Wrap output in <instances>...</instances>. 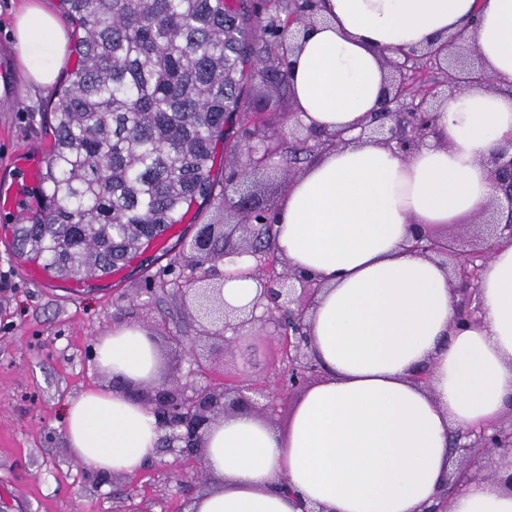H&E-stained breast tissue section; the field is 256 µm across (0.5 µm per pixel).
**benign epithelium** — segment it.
I'll return each mask as SVG.
<instances>
[{"label": "benign epithelium", "mask_w": 512, "mask_h": 512, "mask_svg": "<svg viewBox=\"0 0 512 512\" xmlns=\"http://www.w3.org/2000/svg\"><path fill=\"white\" fill-rule=\"evenodd\" d=\"M319 20V9L313 7L291 17L288 27L296 36L305 35ZM474 47L461 33L450 34L445 40H436L421 49L397 50L384 56L391 69L388 85L382 95L379 110L362 125L360 136L387 146L404 155L411 153L430 131L432 101L439 96L440 87L448 92H462L481 88L488 93L497 91L495 78L481 68L470 66ZM258 134L240 146L244 161L239 170L240 179L248 178L252 170L254 152L262 145L270 152L277 150L282 137L280 131L257 127ZM337 148L348 143L344 136L323 134L309 130L302 139V146L309 153L324 152L323 144ZM490 171L496 188L507 200L508 219L502 224L498 212L480 214L470 225L479 241L478 247L468 254L458 252L457 237L452 234H425L414 240L412 248L420 254L451 260V289L461 296L457 304L455 323H474L469 304L477 291L481 273L493 250L503 243L512 244V138L508 148L488 157ZM242 196H237L233 209L239 216L238 223L224 232V257L248 256L254 267L252 274L261 285L257 304L262 314L245 313L237 316L224 311L219 304L221 287L187 289L192 294L196 316L215 327L214 334L223 338L224 349L230 350L233 340L225 337L227 331L241 336L256 324L271 323L275 328L280 356L287 376H279L274 388L266 381L255 379L244 384L235 377L224 378V386L193 387L179 382L164 383L154 388L150 412L164 430L162 440L167 448H177L191 459H196L200 478L207 477L205 465L206 436L213 424L228 413L240 411L267 415L275 399L285 391H293L314 381L321 373L320 365L312 351L307 334L305 315L320 284L313 279L297 275L285 259L275 254L271 257L254 247V225L244 223L246 211L240 206ZM215 235L212 224H203L188 244L189 252L197 257L207 252ZM500 449H512V413L506 420L482 428L457 430L452 435V455L457 458L455 469L448 474V484L478 479L480 460L492 456Z\"/></svg>", "instance_id": "benign-epithelium-1"}]
</instances>
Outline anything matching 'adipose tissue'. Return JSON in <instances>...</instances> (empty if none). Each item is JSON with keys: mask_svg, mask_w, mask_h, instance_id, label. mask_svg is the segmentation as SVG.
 <instances>
[{"mask_svg": "<svg viewBox=\"0 0 512 512\" xmlns=\"http://www.w3.org/2000/svg\"><path fill=\"white\" fill-rule=\"evenodd\" d=\"M322 13L289 57L294 120L350 142L315 156L273 219L278 253L323 284L306 315L322 376L287 428L245 411L211 428L206 462L218 485L193 512H423L448 477L453 431L512 406V246L486 263L478 321L461 331L446 271L411 249L415 235L475 217L498 195L484 158L512 133V0H322ZM453 32L475 44L499 92L452 96L409 155L357 141L384 92L382 50ZM12 40L26 82L53 86L67 52L58 16L29 0ZM222 293L253 306L260 287L248 262L225 267ZM96 357L136 383L158 368L134 324L101 337ZM422 366L426 388L412 379ZM62 424L71 455L96 470L132 475L158 456L154 415L122 391L83 392ZM493 469L457 487L448 512H512V453ZM283 475L293 495L277 491Z\"/></svg>", "mask_w": 512, "mask_h": 512, "instance_id": "obj_1", "label": "adipose tissue"}]
</instances>
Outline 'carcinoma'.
I'll return each mask as SVG.
<instances>
[{
  "instance_id": "obj_1",
  "label": "carcinoma",
  "mask_w": 512,
  "mask_h": 512,
  "mask_svg": "<svg viewBox=\"0 0 512 512\" xmlns=\"http://www.w3.org/2000/svg\"><path fill=\"white\" fill-rule=\"evenodd\" d=\"M62 8L77 66L51 103L41 207L13 226L12 247L63 279L105 277L183 223L192 205L224 195L212 176L216 144L225 127L250 123L238 101L260 59L282 57L266 79L288 86V16L300 2L62 0ZM248 221L271 247L268 218ZM223 256L216 238L187 265L190 276Z\"/></svg>"
}]
</instances>
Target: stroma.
Segmentation results:
<instances>
[{
    "instance_id": "1",
    "label": "stroma",
    "mask_w": 512,
    "mask_h": 512,
    "mask_svg": "<svg viewBox=\"0 0 512 512\" xmlns=\"http://www.w3.org/2000/svg\"><path fill=\"white\" fill-rule=\"evenodd\" d=\"M25 3L0 0V187L12 184L18 153L43 163L51 142L49 95L27 85L15 61L12 21ZM250 99L265 103V120L282 128L285 142L296 139L290 95L257 80ZM26 272L25 258L0 243V512H179L205 486L193 481V463L177 449L160 448L132 476L95 470L68 450L61 424L67 403L86 389L113 387L95 362L97 341L115 325H139L158 350L159 381L217 388L228 374L274 373L276 341L260 336L246 356L226 354L171 285L185 274V260L170 261L155 248L118 274L84 283ZM197 356L212 371H199Z\"/></svg>"
}]
</instances>
